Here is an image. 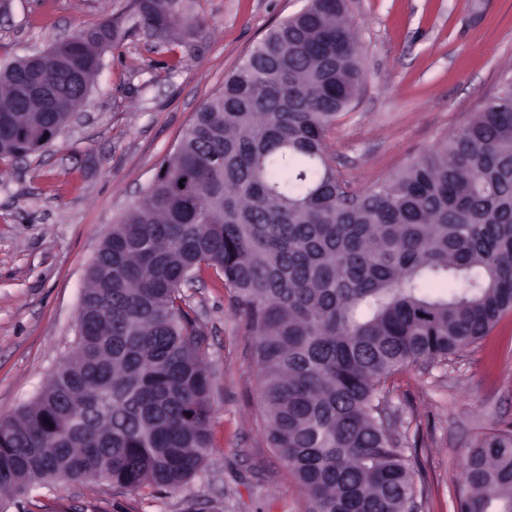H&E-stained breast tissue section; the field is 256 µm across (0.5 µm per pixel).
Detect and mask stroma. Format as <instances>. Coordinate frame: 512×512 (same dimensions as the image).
I'll use <instances>...</instances> for the list:
<instances>
[{
	"label": "stroma",
	"instance_id": "stroma-1",
	"mask_svg": "<svg viewBox=\"0 0 512 512\" xmlns=\"http://www.w3.org/2000/svg\"><path fill=\"white\" fill-rule=\"evenodd\" d=\"M307 0H183L198 37L166 51L145 30L105 52L78 119L42 153L0 161V416L31 402L76 345L90 264L202 103ZM129 0H0V66L124 11ZM365 81L326 143L366 188L437 145L512 75V0H351ZM212 372L213 446L174 490L37 485L8 512H310L266 437L252 339L212 273L187 289ZM394 431L422 489L454 512L467 448L512 426V312L467 351L389 379Z\"/></svg>",
	"mask_w": 512,
	"mask_h": 512
}]
</instances>
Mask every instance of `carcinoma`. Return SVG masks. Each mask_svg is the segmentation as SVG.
I'll return each mask as SVG.
<instances>
[{
  "instance_id": "1",
  "label": "carcinoma",
  "mask_w": 512,
  "mask_h": 512,
  "mask_svg": "<svg viewBox=\"0 0 512 512\" xmlns=\"http://www.w3.org/2000/svg\"><path fill=\"white\" fill-rule=\"evenodd\" d=\"M182 0H132L75 31L43 78L56 119L22 113L37 153L80 108L102 55L145 26L196 35ZM348 0H309L272 28L195 114L105 236L73 353L0 418V507L35 482L175 489L212 448L211 374L184 289L212 270L254 342L272 448L311 512H415L416 471L383 390L409 363L445 361L512 311V77L440 144L357 190L325 140L365 78ZM23 58L0 68L19 105ZM445 281L443 295L430 283ZM457 512H512V430L468 449Z\"/></svg>"
}]
</instances>
